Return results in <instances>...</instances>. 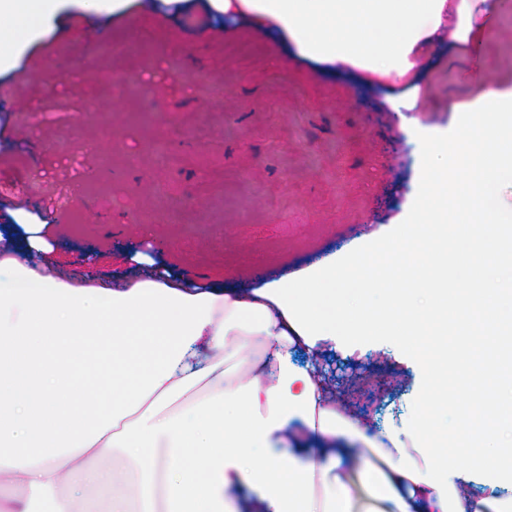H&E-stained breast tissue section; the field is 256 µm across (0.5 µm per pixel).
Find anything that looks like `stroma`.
Returning <instances> with one entry per match:
<instances>
[{"mask_svg":"<svg viewBox=\"0 0 512 512\" xmlns=\"http://www.w3.org/2000/svg\"><path fill=\"white\" fill-rule=\"evenodd\" d=\"M436 55L418 113L390 88L291 59L246 23L136 0L122 18L74 12L0 76V225L24 210L61 227L60 275L136 274L134 252L243 288L296 273L390 230L424 178L412 130L453 129L456 105L512 86V0L484 71ZM333 394L379 431L414 420L424 355H324Z\"/></svg>","mask_w":512,"mask_h":512,"instance_id":"1","label":"stroma"}]
</instances>
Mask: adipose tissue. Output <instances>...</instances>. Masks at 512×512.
Masks as SVG:
<instances>
[{"label": "adipose tissue", "mask_w": 512, "mask_h": 512, "mask_svg": "<svg viewBox=\"0 0 512 512\" xmlns=\"http://www.w3.org/2000/svg\"><path fill=\"white\" fill-rule=\"evenodd\" d=\"M133 0H0V74L14 71L72 11L124 15ZM209 12L277 34L299 58L405 81L416 111L419 72L443 32L479 56L499 0H207ZM451 134L423 141L425 188L381 236L251 292L155 267L103 281L62 278L40 255L45 220L0 226V512H512V88L457 108ZM423 288L388 287L379 260L421 264ZM466 281L448 292L449 277ZM478 314L466 347L440 344L427 373L459 365L481 398L452 407L445 431L488 470L474 492L449 469L430 420L390 419L368 435L312 359L361 355L374 339L416 347L426 322ZM323 441L285 451L288 435ZM364 440L370 484L351 499L340 439ZM126 459L105 466L112 451Z\"/></svg>", "instance_id": "ef3b65f1"}]
</instances>
